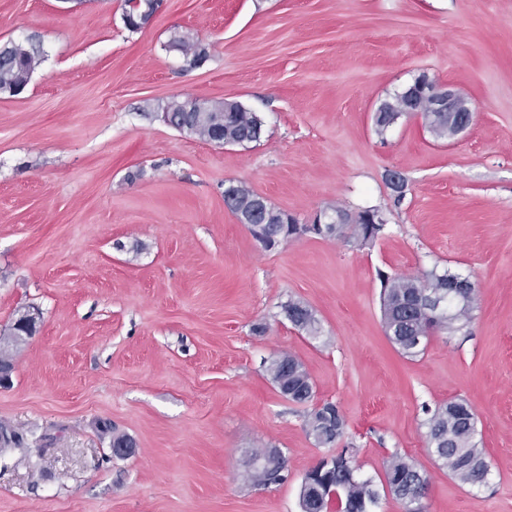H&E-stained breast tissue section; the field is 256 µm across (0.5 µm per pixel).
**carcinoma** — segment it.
Returning <instances> with one entry per match:
<instances>
[{
    "label": "carcinoma",
    "instance_id": "1",
    "mask_svg": "<svg viewBox=\"0 0 512 512\" xmlns=\"http://www.w3.org/2000/svg\"><path fill=\"white\" fill-rule=\"evenodd\" d=\"M160 0H124V13L141 14L154 12ZM38 63L35 53L19 51L6 47L0 51V92L25 83ZM421 91L416 84L407 88V93L394 96L380 104L382 111L376 114V132L384 134L403 113L395 108L408 99L417 100ZM257 115L247 110L224 114V131L239 141V144L257 142L261 132L256 130ZM425 128L437 139L455 136L457 128L464 123L465 115L458 113L452 117L446 112H425L421 114ZM234 197L225 201L228 209L239 211L251 207L259 194L242 185H229ZM273 213L286 218V224H264L260 227L266 239L265 247L272 248L276 240L285 232L309 233L322 238L341 239L347 243L363 246L374 242L386 230V220L377 209H365L363 213L373 220L368 224H327L326 232L315 228L313 224H299L295 218L278 209ZM448 272L438 273L432 270L422 276L381 275L380 309L386 335L398 351L414 358L424 353L428 340L438 330H459L471 319L472 310L477 301V289L468 292L455 291L448 287ZM288 321L298 330L309 336L319 333L318 319L313 311L299 300H289L283 306ZM422 337L420 344L413 338ZM271 381L276 390L288 400L306 407L305 426L315 442L322 446L333 447L344 437L345 420L341 411L331 412L328 406L314 403L313 384L302 363L294 356L280 354L271 359L268 366ZM425 421L427 428V447L448 469V473L460 482L477 485L485 481L489 467L481 449L474 442L475 417L470 406L462 400L441 403L428 410ZM422 469L406 456L394 453L387 461L382 487L396 496L404 504L405 512H421L411 502L413 489ZM330 490L335 497L312 496L310 492L300 490L302 512H377L380 493L373 481L363 479L357 471L347 470L342 464H336V470L327 478Z\"/></svg>",
    "mask_w": 512,
    "mask_h": 512
}]
</instances>
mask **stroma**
Masks as SVG:
<instances>
[{
	"label": "stroma",
	"mask_w": 512,
	"mask_h": 512,
	"mask_svg": "<svg viewBox=\"0 0 512 512\" xmlns=\"http://www.w3.org/2000/svg\"><path fill=\"white\" fill-rule=\"evenodd\" d=\"M207 53L192 67L174 34ZM35 49L0 94V337L37 331L0 388V512H301L327 448L266 371L295 356L335 403L362 477L393 453L429 472L425 512H512V0H162L140 29L122 0H0V45ZM476 107L454 138L373 114L415 78ZM240 102L260 141L218 146L166 125L171 100ZM399 173L402 191L389 181ZM245 184L307 223L380 210L365 246L314 236L261 246L224 203ZM470 279L466 332L401 355L378 271ZM304 301L321 326L295 329ZM462 399L486 482L462 484L426 442L424 406ZM135 452L113 457V435ZM280 449L288 479L249 478ZM288 321L299 331L309 336H317L319 333L318 319L313 311L300 300H289L283 306Z\"/></svg>",
	"instance_id": "stroma-1"
}]
</instances>
